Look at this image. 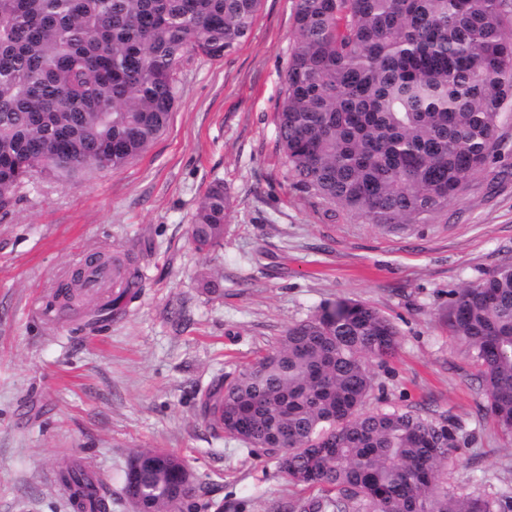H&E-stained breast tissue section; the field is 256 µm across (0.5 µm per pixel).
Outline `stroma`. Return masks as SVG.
I'll use <instances>...</instances> for the list:
<instances>
[{"instance_id":"stroma-1","label":"stroma","mask_w":512,"mask_h":512,"mask_svg":"<svg viewBox=\"0 0 512 512\" xmlns=\"http://www.w3.org/2000/svg\"><path fill=\"white\" fill-rule=\"evenodd\" d=\"M293 37V0H261L239 48L179 63L171 125L138 159L74 186L33 180L0 209V512H72L54 482L65 458L101 480L110 512H132L124 472L146 450L192 470L191 512H292L321 497L216 437L198 392L336 299L377 308L400 332L373 368L368 409L446 417L460 440L449 490L512 493V436L486 408L471 350L436 319L451 293L512 263V112L494 160L448 205L413 224L363 223L298 187L279 148ZM217 180L228 231L200 253L189 224ZM96 251L133 253L142 286L88 329L59 316L54 294ZM203 271L219 293L203 290Z\"/></svg>"}]
</instances>
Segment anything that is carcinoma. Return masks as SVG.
I'll return each mask as SVG.
<instances>
[{
  "label": "carcinoma",
  "instance_id": "carcinoma-1",
  "mask_svg": "<svg viewBox=\"0 0 512 512\" xmlns=\"http://www.w3.org/2000/svg\"><path fill=\"white\" fill-rule=\"evenodd\" d=\"M261 0H0V209L38 174L62 184L117 170L169 127L188 52L218 59L247 41ZM276 113L296 183L369 224H408L482 172L512 108V0H295L294 39ZM230 199L210 185L189 225L220 246ZM112 261V309L140 287ZM475 354L488 410L512 434V264L454 293L439 313ZM399 331L356 300L322 304L251 366L201 394L199 416L277 459L327 496L300 512H512V496H458L442 467L458 438L444 420L370 411L374 363ZM76 512H106L101 486L65 462ZM151 512L195 494L173 471H144Z\"/></svg>",
  "mask_w": 512,
  "mask_h": 512
}]
</instances>
